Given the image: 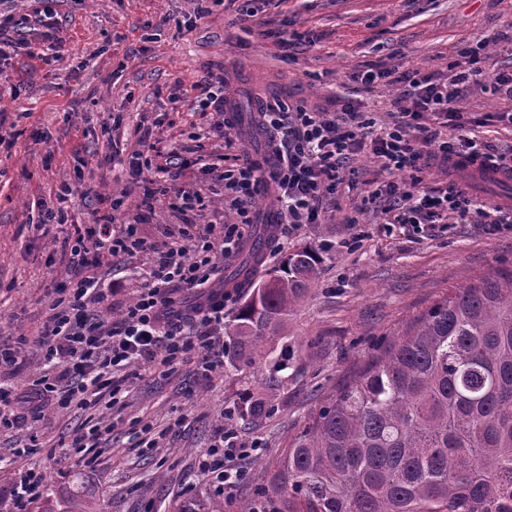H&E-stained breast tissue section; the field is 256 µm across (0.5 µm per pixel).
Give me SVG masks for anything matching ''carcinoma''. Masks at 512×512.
<instances>
[{
    "label": "carcinoma",
    "instance_id": "obj_1",
    "mask_svg": "<svg viewBox=\"0 0 512 512\" xmlns=\"http://www.w3.org/2000/svg\"><path fill=\"white\" fill-rule=\"evenodd\" d=\"M275 225L259 224L229 276L252 288L224 335V372L248 378L235 407L272 405L290 357L276 341L322 256L300 248L257 279ZM270 512H512V264L456 288L344 381L310 416L272 475ZM39 512H92L45 497ZM173 512H224L189 497Z\"/></svg>",
    "mask_w": 512,
    "mask_h": 512
}]
</instances>
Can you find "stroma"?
<instances>
[{"instance_id": "35a3bbf8", "label": "stroma", "mask_w": 512, "mask_h": 512, "mask_svg": "<svg viewBox=\"0 0 512 512\" xmlns=\"http://www.w3.org/2000/svg\"><path fill=\"white\" fill-rule=\"evenodd\" d=\"M55 9L64 57L53 58L37 42L31 53L0 66V133L14 141L10 153L0 154V344L28 340L17 364L0 371V386L9 389L39 377L35 341L54 286L70 276L55 254V233L34 228L39 203L53 201L61 185L72 191L74 225L108 214L115 223L136 224L139 236L156 247L176 240L188 220L233 222L219 171L194 165L199 153H223L224 136L179 102L199 95L209 76H223L224 93L239 113L274 101L337 112L354 101L385 122L403 74L418 69L453 76L467 67L462 47L497 36L488 48L494 67L512 68V0H57ZM246 13L257 14L260 26L234 25ZM282 31L300 35L299 44L280 48ZM371 65L382 77L367 90L358 75ZM459 100L485 120L488 145L512 149V125L496 119L512 111V100L487 82L465 86ZM152 144L188 162L180 185L150 172L129 176L127 158ZM380 177L373 158L359 155L346 171L339 211L297 231L277 227V247L261 276L277 273L284 257L301 247L330 239L336 249L323 254L317 280L283 326L301 351L283 371L269 415L249 425L228 417L240 378L221 371L206 378L190 362L171 368L145 363L125 384L122 410L100 407L99 416L114 427L94 464L81 462L68 446L86 419L80 411L49 407L43 419L0 432V491L13 486L21 469L36 467L57 498L78 493L101 512H171L177 500L210 495L196 460L225 427L242 442L260 445L242 462V481L223 495L224 512H243L267 489L312 410L378 346L401 335L449 289L512 263V224L495 228L470 217L405 229L384 223L380 211L360 210L370 182ZM182 187L203 195L187 216L178 208ZM148 191L153 209L146 215L141 203ZM116 198L124 205L115 212ZM181 414L182 428L162 447H134L131 419L161 426ZM32 437L53 445L14 456L13 446Z\"/></svg>"}]
</instances>
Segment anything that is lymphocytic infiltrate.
Wrapping results in <instances>:
<instances>
[{"label": "lymphocytic infiltrate", "mask_w": 512, "mask_h": 512, "mask_svg": "<svg viewBox=\"0 0 512 512\" xmlns=\"http://www.w3.org/2000/svg\"><path fill=\"white\" fill-rule=\"evenodd\" d=\"M33 3L35 24L22 39L13 36L20 21L0 12V61L28 48L33 39L49 42L54 58H63L65 46L53 34L51 0ZM468 56L469 67L449 82L418 70L405 76L395 121L388 128L377 126L374 118L351 103L339 112H312L282 102L263 106L258 125L270 137L273 180L288 223H322L349 161L361 153L371 155L390 176L369 192L367 201L384 202L393 223L450 224L471 214L489 224L502 223L503 207L474 198L463 185L452 182L430 190L423 183L422 173L431 159L446 164L455 157H480L491 167L512 169V156L486 153L479 122L459 105L460 86L482 81L512 99V71L491 70L483 49L471 50ZM226 103L224 79L216 76L203 86L196 110L213 115L214 128L230 141L237 114ZM222 178L236 223L208 225L201 235L185 236L183 242L154 251L145 286L126 305L119 324L106 320L100 311L117 293L114 283L104 282L101 269L107 259L143 252L135 226L119 227L102 215L62 239L60 255L67 258L72 274L56 288L43 325L44 369L25 396L17 398L0 389V428L19 423L23 403L34 411L48 401L60 410H90L105 401L116 404L123 389L115 371L141 361L168 366L192 361L203 375L215 371L224 356V294L217 291L214 276L219 259L233 253L243 237V225L252 221V204L264 173L260 162L246 158L226 169ZM182 288L194 290L196 301L181 300ZM252 454L233 432H223L202 454L198 468L211 490L221 495L240 480L239 464ZM43 489V472L28 469L0 496V506L5 512H28Z\"/></svg>", "instance_id": "1"}]
</instances>
